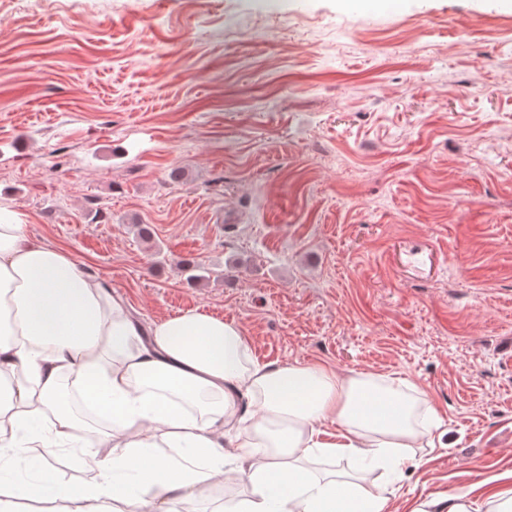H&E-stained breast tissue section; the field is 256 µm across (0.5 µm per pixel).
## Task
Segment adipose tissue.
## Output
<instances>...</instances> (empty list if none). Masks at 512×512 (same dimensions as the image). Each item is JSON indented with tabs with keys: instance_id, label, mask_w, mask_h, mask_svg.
<instances>
[{
	"instance_id": "adipose-tissue-1",
	"label": "adipose tissue",
	"mask_w": 512,
	"mask_h": 512,
	"mask_svg": "<svg viewBox=\"0 0 512 512\" xmlns=\"http://www.w3.org/2000/svg\"><path fill=\"white\" fill-rule=\"evenodd\" d=\"M438 422L406 379L263 363L238 325L204 313L142 330L121 295L0 207V463L13 467L0 470V512L23 500L176 512L229 472L243 491L213 512H390ZM92 423L94 475L65 482L49 459ZM411 512H512V485L483 479Z\"/></svg>"
}]
</instances>
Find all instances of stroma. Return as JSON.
Returning <instances> with one entry per match:
<instances>
[{"label":"stroma","instance_id":"stroma-1","mask_svg":"<svg viewBox=\"0 0 512 512\" xmlns=\"http://www.w3.org/2000/svg\"><path fill=\"white\" fill-rule=\"evenodd\" d=\"M0 206L143 325L425 388L398 512L512 473V0H0Z\"/></svg>","mask_w":512,"mask_h":512}]
</instances>
